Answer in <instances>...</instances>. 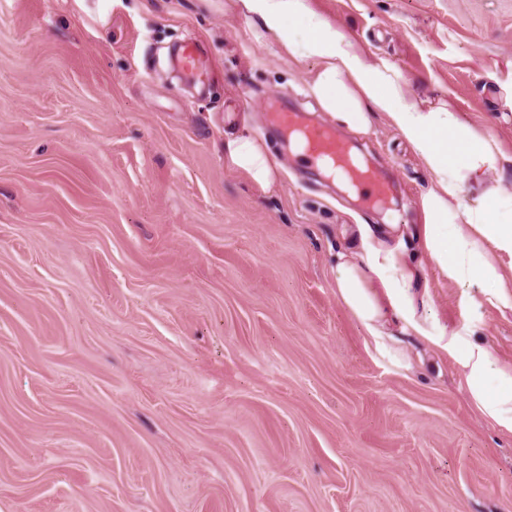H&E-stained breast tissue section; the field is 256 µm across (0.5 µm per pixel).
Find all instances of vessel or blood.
Returning <instances> with one entry per match:
<instances>
[{"label":"vessel or blood","mask_w":512,"mask_h":512,"mask_svg":"<svg viewBox=\"0 0 512 512\" xmlns=\"http://www.w3.org/2000/svg\"><path fill=\"white\" fill-rule=\"evenodd\" d=\"M179 64L184 74L196 81L208 80L211 75L210 63L196 44L183 46ZM268 119L298 149L301 161L308 167L362 193L369 205L386 202L391 193L389 183L378 176L354 144L338 135L331 124L313 120L298 110L290 94L280 93L277 105L269 110Z\"/></svg>","instance_id":"vessel-or-blood-1"}]
</instances>
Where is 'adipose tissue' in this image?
<instances>
[{
	"label": "adipose tissue",
	"mask_w": 512,
	"mask_h": 512,
	"mask_svg": "<svg viewBox=\"0 0 512 512\" xmlns=\"http://www.w3.org/2000/svg\"><path fill=\"white\" fill-rule=\"evenodd\" d=\"M240 2L260 15L289 53L318 59L308 92L322 111L356 131L368 129L370 113L391 119L432 176L421 197L423 222L414 232L430 261L458 286L483 282L489 305L512 308V268L502 269L495 259L499 253L512 256V196L494 205L462 201L466 179L498 168L496 141L447 108L423 109L404 99L391 64L365 63L345 34L307 11L303 0ZM299 15L306 34L297 40L290 27ZM224 164L264 190L276 183L280 170L266 144L245 134L225 138ZM358 233V245L337 255L336 295L367 329L374 352L395 367L410 368L390 326L413 330L427 345L448 352L468 402L500 433L512 435V364L498 360L471 324L449 331L419 316L415 275L404 251L377 239L371 225H359Z\"/></svg>",
	"instance_id": "obj_1"
}]
</instances>
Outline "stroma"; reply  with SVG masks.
Listing matches in <instances>:
<instances>
[{"label":"stroma","mask_w":512,"mask_h":512,"mask_svg":"<svg viewBox=\"0 0 512 512\" xmlns=\"http://www.w3.org/2000/svg\"><path fill=\"white\" fill-rule=\"evenodd\" d=\"M305 4L498 143L465 202L512 193V0ZM317 65L236 0H0V512H512V435L452 358L412 333L387 364L336 296L357 225L422 223L431 175L381 114L336 130L384 207L301 168L267 111L287 90L328 120ZM230 133L266 141L272 188L225 168ZM405 246L425 315L512 363V309ZM179 64L184 74L198 82H204L210 78V63L199 52L195 43H188L182 47Z\"/></svg>","instance_id":"obj_1"}]
</instances>
